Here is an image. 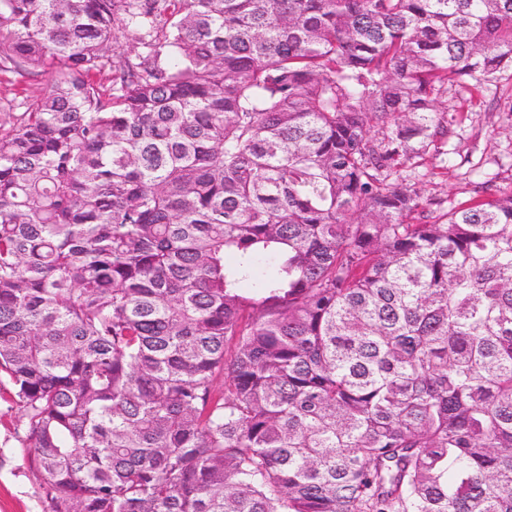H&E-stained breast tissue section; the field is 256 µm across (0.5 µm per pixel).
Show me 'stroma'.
<instances>
[{"label":"stroma","instance_id":"stroma-1","mask_svg":"<svg viewBox=\"0 0 512 512\" xmlns=\"http://www.w3.org/2000/svg\"><path fill=\"white\" fill-rule=\"evenodd\" d=\"M448 137L410 173L432 215L512 193V70L469 79L442 98ZM0 512H50L19 408L0 399Z\"/></svg>","mask_w":512,"mask_h":512}]
</instances>
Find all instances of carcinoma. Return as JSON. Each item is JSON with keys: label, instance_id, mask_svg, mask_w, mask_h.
<instances>
[{"label": "carcinoma", "instance_id": "cac0c4a2", "mask_svg": "<svg viewBox=\"0 0 512 512\" xmlns=\"http://www.w3.org/2000/svg\"><path fill=\"white\" fill-rule=\"evenodd\" d=\"M510 68L512 0H0L49 76L0 113V374L51 512H512V194L412 224L400 175ZM113 46L115 49L114 51L109 52L110 54L114 52L115 54L121 53L134 57L135 55L141 54L145 51L143 45L138 40V36L131 29H115Z\"/></svg>", "mask_w": 512, "mask_h": 512}]
</instances>
